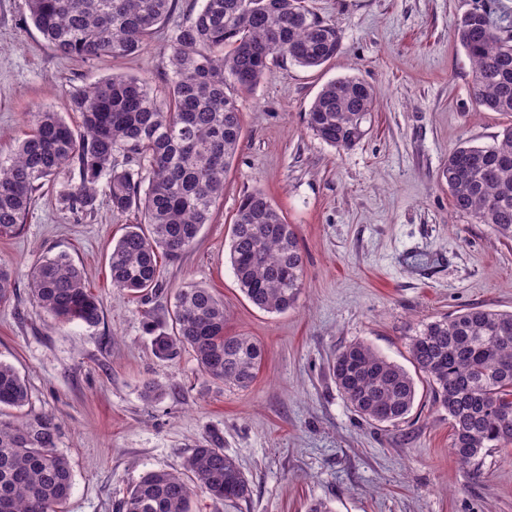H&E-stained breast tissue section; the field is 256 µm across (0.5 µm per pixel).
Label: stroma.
I'll use <instances>...</instances> for the list:
<instances>
[{"label":"stroma","instance_id":"35a3bbf8","mask_svg":"<svg viewBox=\"0 0 512 512\" xmlns=\"http://www.w3.org/2000/svg\"><path fill=\"white\" fill-rule=\"evenodd\" d=\"M341 48L304 68L274 60L239 99L243 137L210 224L182 260L161 265L160 289L142 300L113 288L108 266L124 224L106 182L96 209L72 214L64 178L43 189L20 235L0 237V263L15 267L17 296L0 304V360L29 388V408L59 424L73 489L65 512H118L147 471L181 467L209 432L224 439L252 487L250 499L193 498L194 512H512V447L490 449L480 469L451 449L445 410L418 384L414 407L395 424L358 417L330 370L336 351L364 341L401 365L414 329L457 310L512 311V243L456 212L441 172L463 144L486 145L506 116L471 101L472 68L454 32L489 9L512 33V0H309ZM202 0H178L162 33L123 59L62 60L43 43L26 0H0V150L9 151L41 107L69 124L72 90L113 76L148 79L164 97L165 36ZM357 77L376 92L368 135L337 149L312 135L304 114L322 86ZM263 189L296 230L307 255L304 285L288 312L268 313L238 290L225 259L243 194ZM67 255L99 298L90 329L58 322L30 298L37 262ZM191 282L223 297L227 333L259 340L266 355L247 390L209 382L190 350L155 357L149 320L164 318ZM165 387L146 399V383Z\"/></svg>","mask_w":512,"mask_h":512}]
</instances>
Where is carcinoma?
Segmentation results:
<instances>
[{"instance_id": "obj_1", "label": "carcinoma", "mask_w": 512, "mask_h": 512, "mask_svg": "<svg viewBox=\"0 0 512 512\" xmlns=\"http://www.w3.org/2000/svg\"><path fill=\"white\" fill-rule=\"evenodd\" d=\"M30 19L45 44L63 58L119 59L142 49L176 10L177 0H27ZM456 39L472 65L470 96L489 112L512 114V37L493 28L487 11L460 23ZM336 26L310 11L305 0H204L202 8L168 36L162 50L171 78L166 100L149 83L113 76L70 95L81 119L70 126L41 110L14 151L0 155V237L23 229L36 193L62 174L63 201L74 214L95 208L98 182L107 179L112 215L132 211L112 245V287L147 296L159 286V256L181 259L224 195V180L242 137L238 100L270 60L305 68L327 63L340 50ZM375 103L373 88L356 77L323 85L305 113L307 128L323 142L352 148L365 138ZM122 154L134 166L117 169ZM456 212L487 224L512 242V123L491 145H461L442 171ZM228 260L245 298L268 313L291 308L303 288L306 255L293 225L260 188L243 195L229 238ZM17 273L0 264V302L14 295ZM33 301L61 322L97 326L102 307L68 257L49 258L30 273ZM224 301L187 283L178 289L172 327L150 326L154 355L193 352L213 383L247 389L257 378L263 346L224 331ZM410 362L448 412L452 451L462 465H478L491 448L512 447V312L469 307L420 325L409 339ZM344 399L374 423L405 419L416 382L403 366L358 341L331 364ZM29 404L25 380L0 361V410ZM73 474L58 448L55 419L43 413L0 418V512H63ZM213 501L250 498V481L224 453L219 435L193 449L183 469L146 472L129 491L122 512H192L193 489Z\"/></svg>"}]
</instances>
